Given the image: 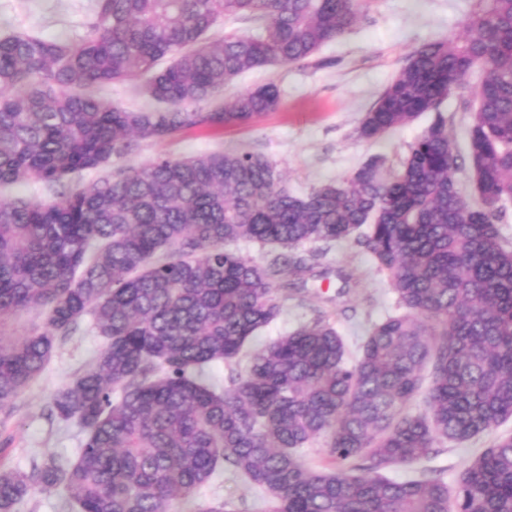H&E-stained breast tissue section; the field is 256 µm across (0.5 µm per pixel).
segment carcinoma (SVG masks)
Segmentation results:
<instances>
[{
  "instance_id": "cac0c4a2",
  "label": "carcinoma",
  "mask_w": 512,
  "mask_h": 512,
  "mask_svg": "<svg viewBox=\"0 0 512 512\" xmlns=\"http://www.w3.org/2000/svg\"><path fill=\"white\" fill-rule=\"evenodd\" d=\"M369 0H94L85 36L0 37V187L57 189L0 199V327L30 310L41 330L0 334V412L44 369L60 339L92 316L103 347L49 405L85 437L64 467L0 464V512L65 488L77 512H232L196 501L224 471L269 512H512V434L497 436L454 493L432 473L382 470L467 441L512 419V248L498 223L512 201V0H477L465 35L423 43L364 114L361 139L435 117L396 168L370 157L336 184L294 194L252 153L159 155L86 184L94 171L200 126L246 124L278 109L273 83L208 112L196 105L251 69L311 59L360 19ZM221 17L262 21L256 34L206 38ZM475 89L468 150L441 104ZM167 104L132 110L98 93L127 77ZM468 160L473 193L454 180ZM354 238L403 312L369 330L354 360L330 323L300 325L254 351L280 313L275 288L300 289L321 253L305 242ZM279 249L258 264L224 248ZM226 365L227 384L207 369ZM431 378L425 409L406 406ZM321 440L334 463L308 466Z\"/></svg>"
}]
</instances>
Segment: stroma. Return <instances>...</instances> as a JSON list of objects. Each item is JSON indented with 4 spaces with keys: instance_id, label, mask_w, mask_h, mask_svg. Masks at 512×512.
<instances>
[{
    "instance_id": "stroma-1",
    "label": "stroma",
    "mask_w": 512,
    "mask_h": 512,
    "mask_svg": "<svg viewBox=\"0 0 512 512\" xmlns=\"http://www.w3.org/2000/svg\"><path fill=\"white\" fill-rule=\"evenodd\" d=\"M92 2L0 0V33L32 31L49 41L73 40L85 33ZM473 5L474 0H373L352 29L322 46L309 62L251 70L221 92L227 98L274 83L281 96L277 111L240 127L193 128L163 143L142 142L131 162L137 165L161 154L251 152L273 162L288 189L298 194L341 181L373 156L395 165L430 125L432 113H423L373 142L358 138L360 121L409 55L426 41L460 32ZM320 263L326 274L309 281L306 292L275 289L281 313L260 330L253 347L320 317L336 327L354 354L370 326L396 312L392 289L353 241L325 246ZM340 269L357 270L360 283L344 287L336 276ZM102 346V338L88 321L58 342L41 374L17 398L12 414L0 412V462L26 471L35 461L66 462L76 457L83 439L80 427L49 420L46 408L55 392L80 374ZM492 441V436L483 434L463 443L444 442L426 464L391 467L385 474L401 480L430 467L441 470L452 486L468 462ZM203 496L230 502L234 512H267L260 500L244 493L241 479L228 472L205 487Z\"/></svg>"
}]
</instances>
